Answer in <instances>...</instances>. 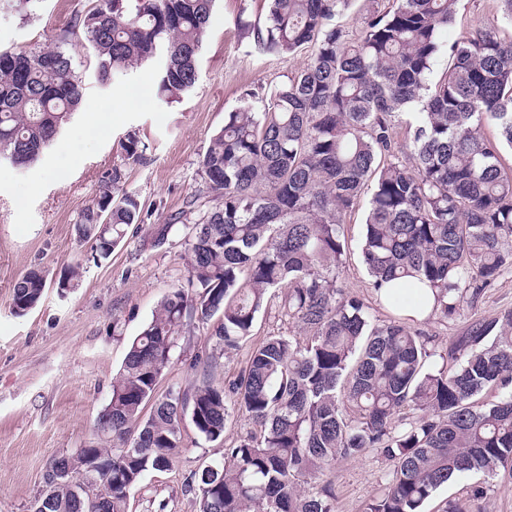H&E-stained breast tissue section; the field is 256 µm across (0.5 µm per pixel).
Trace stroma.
I'll list each match as a JSON object with an SVG mask.
<instances>
[{
  "mask_svg": "<svg viewBox=\"0 0 512 512\" xmlns=\"http://www.w3.org/2000/svg\"><path fill=\"white\" fill-rule=\"evenodd\" d=\"M95 4L31 0L21 13L10 0H0V50L64 46L83 85L80 111L38 162L27 167L0 164V512H28L50 461L88 441L130 342L163 296L185 284L184 226H176L162 241L156 230L184 210L200 188L199 159L223 126L225 113L237 110L246 92L269 96L310 55L305 49L285 60L258 51L254 30L265 24L266 0H216L202 39L196 84L178 101L164 103L154 95L162 58L101 80L85 41L69 33L77 16ZM458 9L456 23L440 33L441 50L428 84H435L451 65L448 45L472 26L491 22L498 4L460 0ZM131 130L147 146L137 162L126 160L119 146ZM116 166L124 173L125 189L143 205V221L132 225L109 257L102 258L90 244L77 242L74 225ZM19 197L25 199L24 207H16ZM366 208V202H359L346 216L347 258L337 285L384 320L390 312L377 300L361 255ZM73 264L81 267L79 286L60 292L56 282ZM34 266L46 271L49 286L39 306L19 317L12 312L13 285ZM510 310L509 267L490 287L465 289L453 315L434 314L410 327L427 340L429 365L437 368L474 322L491 321ZM211 330L196 321L185 328L160 391H187L205 376L223 384L245 366L254 345L266 336L288 333L289 325L276 305H269L260 312L253 336L204 373L192 364L212 351ZM246 429V422L237 421L227 426L222 439L208 441L184 422L185 446L174 466L145 475L131 493L130 512H195L184 492L186 478L223 460L225 446ZM392 468L374 448L338 461L330 476L334 512H364ZM478 486L484 496L475 501V512H512V471L504 469L493 476L470 473L449 480L423 512H445L450 501L468 497Z\"/></svg>",
  "mask_w": 512,
  "mask_h": 512,
  "instance_id": "stroma-1",
  "label": "stroma"
}]
</instances>
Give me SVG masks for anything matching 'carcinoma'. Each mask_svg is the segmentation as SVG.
Listing matches in <instances>:
<instances>
[{"label": "carcinoma", "instance_id": "obj_1", "mask_svg": "<svg viewBox=\"0 0 512 512\" xmlns=\"http://www.w3.org/2000/svg\"><path fill=\"white\" fill-rule=\"evenodd\" d=\"M215 2L99 0L75 27L104 79L163 57L156 92L169 103L196 83ZM350 2L268 0L257 48L287 59L309 47V62L260 109L248 92L225 113L199 161L221 204L186 226L187 287L171 289L132 340L92 438L56 458L68 473L47 468L30 512H128L143 476L173 466L187 418L209 441L236 418L257 427L187 478L196 512H334L330 482L302 485L369 448L394 467L366 512H421L452 477L512 465V311L473 324L434 370L399 314L429 289L432 312L451 315L462 289L512 267V169L502 159L512 149V0H499L503 24L450 47L452 67L432 86L438 34L458 0H392L353 30L333 23ZM82 97L63 47L0 51V161H38ZM412 103L419 112L404 124ZM120 147L132 161L146 150L134 131ZM122 179L112 167L74 225L104 256L142 221ZM369 182L362 254L372 288L405 289L388 296L393 316L382 321L336 287L344 218ZM45 288V271L29 269L13 285V312L33 311ZM272 290L297 332L264 338L223 386L158 391L187 321L219 316L211 337L227 353L252 336ZM489 390L499 398L487 406L479 396ZM407 407L420 415L396 432Z\"/></svg>", "mask_w": 512, "mask_h": 512}]
</instances>
